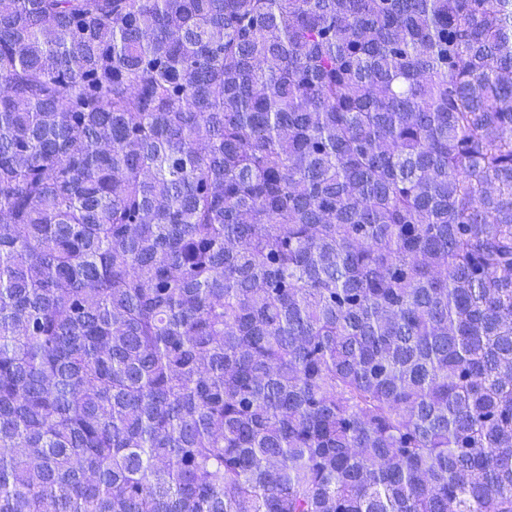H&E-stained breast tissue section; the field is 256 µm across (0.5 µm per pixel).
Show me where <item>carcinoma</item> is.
<instances>
[{"label":"carcinoma","instance_id":"cac0c4a2","mask_svg":"<svg viewBox=\"0 0 512 512\" xmlns=\"http://www.w3.org/2000/svg\"><path fill=\"white\" fill-rule=\"evenodd\" d=\"M0 512H512V0H0Z\"/></svg>","mask_w":512,"mask_h":512}]
</instances>
